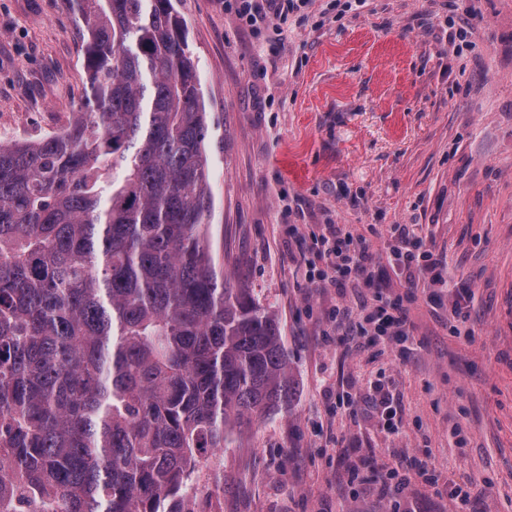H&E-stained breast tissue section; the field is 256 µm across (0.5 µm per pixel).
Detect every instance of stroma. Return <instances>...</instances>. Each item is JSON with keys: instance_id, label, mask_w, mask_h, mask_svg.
Masks as SVG:
<instances>
[{"instance_id": "1", "label": "stroma", "mask_w": 512, "mask_h": 512, "mask_svg": "<svg viewBox=\"0 0 512 512\" xmlns=\"http://www.w3.org/2000/svg\"><path fill=\"white\" fill-rule=\"evenodd\" d=\"M175 7L212 131L210 251L277 319L291 387L229 433L195 512H512V0H309L257 27L236 0ZM86 94L64 0H0V141L69 126ZM328 224L366 241L373 279L323 280ZM394 224L473 286L467 334L449 332L447 295L391 268ZM379 293L403 297L410 350L335 323ZM371 394L370 398L376 408L380 409L382 412V415L386 414V422L384 424L385 429L388 431V433L395 434L398 432L399 429V421L396 423L392 421L393 418V410H392V403H393V393L389 386H386L382 383H376L371 386Z\"/></svg>"}]
</instances>
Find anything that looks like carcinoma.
<instances>
[{"mask_svg":"<svg viewBox=\"0 0 512 512\" xmlns=\"http://www.w3.org/2000/svg\"><path fill=\"white\" fill-rule=\"evenodd\" d=\"M65 4L85 103L60 135L0 141V512H193L228 434L288 406V356L209 251L174 0Z\"/></svg>","mask_w":512,"mask_h":512,"instance_id":"cac0c4a2","label":"carcinoma"}]
</instances>
